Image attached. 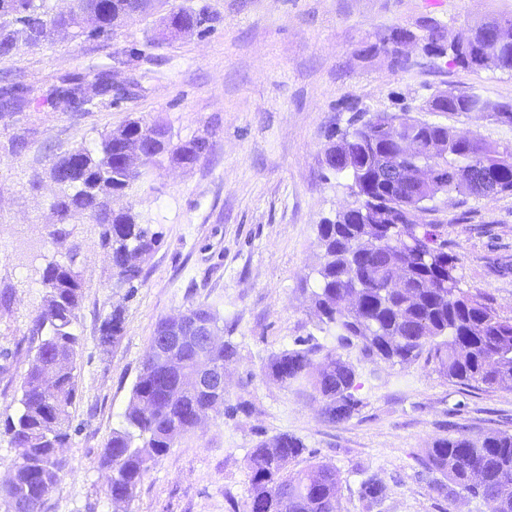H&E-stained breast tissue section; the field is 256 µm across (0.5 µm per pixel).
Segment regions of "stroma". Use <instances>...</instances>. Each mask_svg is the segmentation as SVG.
Returning <instances> with one entry per match:
<instances>
[{"mask_svg":"<svg viewBox=\"0 0 512 512\" xmlns=\"http://www.w3.org/2000/svg\"><path fill=\"white\" fill-rule=\"evenodd\" d=\"M207 8L212 33L166 37L170 7ZM512 14V0H169L127 21L111 38L60 35L39 50L0 58V88L20 83L30 104L0 118V483L14 456L3 423L19 409L34 353L30 322L43 304L42 271L76 251L83 300L67 467L43 512H245L247 456L259 442L298 437L305 452L296 472L336 467L340 512H486L479 499L448 501L430 488L421 458L440 437L512 433V386L470 391L449 382L434 363L366 356L360 344L339 346L334 327L314 314L312 293L322 262L317 226L352 206L343 177L324 178L330 128H345V107L373 115L418 108L438 89L455 87L512 103V74L463 72L413 52L407 67L366 56L387 28L431 17L457 35L468 23ZM109 71L114 90L77 110L56 107L52 89L89 69ZM169 125L174 141L209 131L198 162L162 161L153 179L123 198L163 233L135 291L117 287V272L99 229L75 216L59 223L53 159L94 146L128 120ZM425 120L495 145H512V123L471 113L428 112ZM27 147L9 150L11 141ZM430 219L456 258L460 288L512 312V195L461 198L440 194ZM125 311L121 336L100 343L115 306ZM204 306L224 320L237 354L225 363L224 403L181 433L144 476L136 497L116 503L98 461L122 421L159 319ZM312 338L337 351L357 373V411L333 421L321 397L264 373L275 353ZM378 477L374 504L360 495Z\"/></svg>","mask_w":512,"mask_h":512,"instance_id":"stroma-1","label":"stroma"}]
</instances>
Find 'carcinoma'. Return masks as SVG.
Listing matches in <instances>:
<instances>
[{
    "label": "carcinoma",
    "mask_w": 512,
    "mask_h": 512,
    "mask_svg": "<svg viewBox=\"0 0 512 512\" xmlns=\"http://www.w3.org/2000/svg\"><path fill=\"white\" fill-rule=\"evenodd\" d=\"M148 0H71L67 22L72 25L86 13L101 18L107 38L114 28L145 13ZM54 9L49 0H0V57L20 49L35 50L53 41L50 25ZM501 14L475 22L465 40L443 51L441 25L425 26L428 58L446 57L470 72L481 70L512 73V50L496 49L486 33ZM213 17L205 9L179 8L169 13L167 27L176 32H205ZM27 104L23 88L15 83L0 90V117L21 111ZM478 109L498 122H512V104L492 102L478 94L448 90L450 115ZM406 121L397 123L386 112L356 119L332 132L324 149L325 168L345 171L357 204L385 209L400 216L424 208L438 193L465 198L484 196V177L499 187L498 194H512V146H491L478 138L461 135L450 126L417 118L402 110ZM418 145L414 154L401 151V141ZM206 136L173 142L171 129L158 122L130 120L102 135L99 154L80 147L52 163L51 175L75 166L77 184L58 186L53 207L65 219L86 214L100 228V244L112 253L117 270L116 287L133 289L141 281L146 258L159 246L162 233L131 209L114 207L153 175L164 156L185 165L197 162ZM141 151L144 164L127 170L122 158L127 151ZM427 165L443 174L442 186L408 187L387 175L388 165ZM435 224L423 225L419 237L424 250H403L396 230L386 224L360 223V211L344 209L335 219L318 225L322 263L317 290L312 292L319 320L336 328L342 342L358 341L363 351L384 360L409 363L422 355L434 361L449 381L468 390L512 385V315L500 313L484 296L458 286L455 258L446 241L439 239ZM76 250L66 264H49L43 270L44 304L31 319L30 335L38 337L35 353L22 385L17 414L6 420L5 430L15 457L12 472L0 492L11 512H40V486L57 483L66 467L56 448L69 437L70 408L77 397L75 365L83 282L74 269ZM402 287L393 290L390 282ZM124 310L116 307L101 332L117 339L124 328ZM302 347L283 350L268 358V375L285 384H308L327 406L331 419H349L359 400L353 393L355 368L333 351L320 354L308 340ZM236 354L230 342L213 357L192 347L183 348L168 372L156 370L146 357L126 410L123 424L112 435L100 458L106 494L128 502L137 492L150 463L166 454L174 439L193 428L196 409L224 404V394L198 390L194 376L214 359L224 362ZM57 368L55 393L41 391L42 364ZM152 406L145 414L144 405ZM305 446L298 438L282 434L262 441L247 458L251 494L246 512H338L340 473L318 463L290 473L287 464L301 456ZM422 464L442 478L431 490L453 501L463 495L481 499L487 512H512V433L490 431L477 438L443 437L426 449ZM384 485L369 479L362 493L371 503L384 494Z\"/></svg>",
    "instance_id": "carcinoma-1"
}]
</instances>
